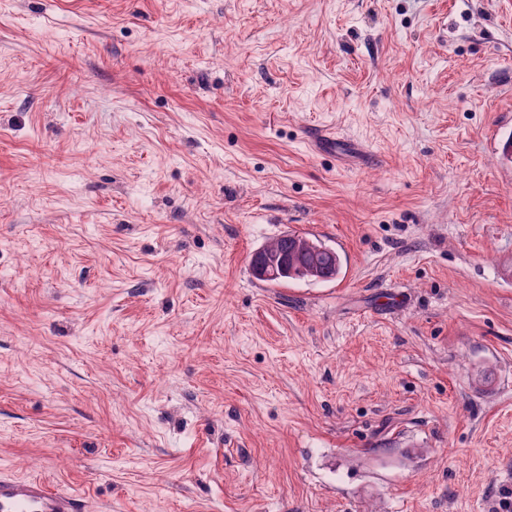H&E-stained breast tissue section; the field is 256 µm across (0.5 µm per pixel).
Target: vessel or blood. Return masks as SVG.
Wrapping results in <instances>:
<instances>
[{"label": "vessel or blood", "instance_id": "vessel-or-blood-1", "mask_svg": "<svg viewBox=\"0 0 512 512\" xmlns=\"http://www.w3.org/2000/svg\"><path fill=\"white\" fill-rule=\"evenodd\" d=\"M0 512H86V503L77 494L51 489L42 479L1 470Z\"/></svg>", "mask_w": 512, "mask_h": 512}]
</instances>
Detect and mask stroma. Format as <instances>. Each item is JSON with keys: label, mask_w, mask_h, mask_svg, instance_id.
Here are the masks:
<instances>
[{"label": "stroma", "mask_w": 512, "mask_h": 512, "mask_svg": "<svg viewBox=\"0 0 512 512\" xmlns=\"http://www.w3.org/2000/svg\"><path fill=\"white\" fill-rule=\"evenodd\" d=\"M508 136L512 0H0V470L512 512ZM289 232L339 278L258 281Z\"/></svg>", "instance_id": "1"}]
</instances>
